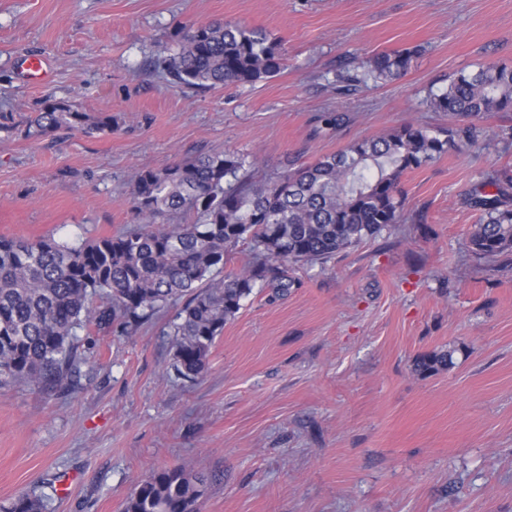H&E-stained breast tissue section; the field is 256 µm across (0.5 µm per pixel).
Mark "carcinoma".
Returning <instances> with one entry per match:
<instances>
[{"label":"carcinoma","mask_w":512,"mask_h":512,"mask_svg":"<svg viewBox=\"0 0 512 512\" xmlns=\"http://www.w3.org/2000/svg\"><path fill=\"white\" fill-rule=\"evenodd\" d=\"M416 50L403 48L368 58L357 82L403 76ZM282 48L258 28L237 23L191 26L167 61L177 85L218 88L253 84L279 73ZM434 110L451 118L430 130L405 124L353 142L315 162L256 182L252 162L237 151L198 155L170 167L139 171L132 202L142 220L136 230L79 246L54 237L33 241L0 238V386L71 387L78 372V332L117 324L135 331L154 313L178 307L173 366L195 379L224 324L234 318L257 283L285 291V263L333 257L391 230L404 207L403 175L477 142L489 112H512V67L460 71L434 95ZM88 116L66 101L49 100L31 119L40 133L80 130ZM512 178L482 180L474 194L484 211L469 245L481 258L512 254ZM190 214L184 224L164 216ZM250 259L226 273L228 255L242 241ZM451 349L414 363L419 374L447 370ZM207 477L180 468L142 481L125 512H197ZM0 512H47L39 495L0 502Z\"/></svg>","instance_id":"cac0c4a2"}]
</instances>
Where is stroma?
I'll return each instance as SVG.
<instances>
[{"mask_svg": "<svg viewBox=\"0 0 512 512\" xmlns=\"http://www.w3.org/2000/svg\"><path fill=\"white\" fill-rule=\"evenodd\" d=\"M226 21L266 31L286 67L174 84L183 31ZM413 47L403 77L344 83ZM28 54L47 83L22 80ZM498 62L512 64V0H0V237L135 229L134 175L199 153L253 156L263 181L407 123L446 127L433 95ZM49 98L111 131L29 133ZM511 125L488 114L476 145L408 172L392 234L290 267L287 292L256 287L195 380L173 368L169 307L129 336L80 331L71 389L0 388V501L124 512L142 479L182 467L208 478L198 512H512V260L468 246L482 175H512ZM448 348V370L414 372Z\"/></svg>", "mask_w": 512, "mask_h": 512, "instance_id": "obj_1", "label": "stroma"}]
</instances>
